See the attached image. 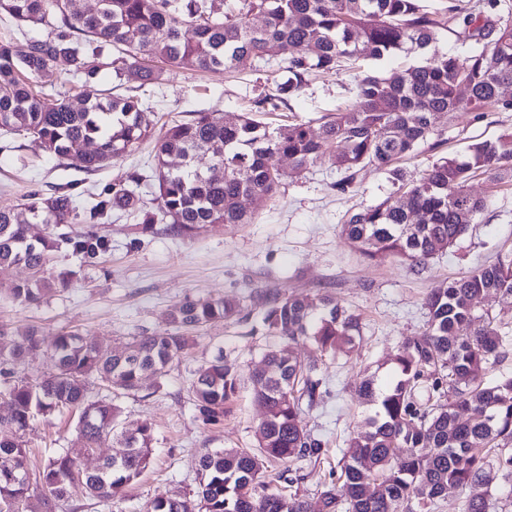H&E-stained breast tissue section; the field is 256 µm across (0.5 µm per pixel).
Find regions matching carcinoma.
<instances>
[{"mask_svg": "<svg viewBox=\"0 0 512 512\" xmlns=\"http://www.w3.org/2000/svg\"><path fill=\"white\" fill-rule=\"evenodd\" d=\"M420 2L237 0L226 9L224 0H98L87 11L82 0H0V14L23 33L43 31L27 38L22 53L12 39L0 38L1 132L26 135L85 173L155 141L152 175L132 172L83 206L69 191H34L0 208V280L19 265L28 270L7 293L37 304L73 276L51 272L56 252L65 248L93 263L107 251L106 240L93 232L32 239V223L103 224L115 211L137 209L144 231L162 221L183 235L213 224H249L252 213L241 199L276 194L282 157L298 171L330 160L345 173L336 183L340 191L365 167L391 175L396 193L342 225L347 241L368 259L396 257L419 268L453 247L488 207L489 197L472 194L470 182L483 176L494 186L512 185V132L474 143L460 157L440 158L412 183L395 163L426 141L442 117L512 111V100L502 95L512 86V17L492 20L448 0H435L428 11ZM253 14L264 17V27L251 25ZM441 30L476 36L482 49L423 58ZM274 45L291 53L274 92L257 102L258 112L278 110L315 73L399 53L416 61L389 74L357 76L355 104L323 117L316 132L309 121L271 129L250 112L233 123L217 112H195L158 133L141 95L91 87L103 68L119 80H138L139 90L162 80L168 68L244 69ZM61 62L85 91L66 97L35 89L32 80L52 77ZM198 153L212 154L213 168L223 173L195 167ZM173 158L183 165L173 166ZM147 179L154 182V209L141 207L130 189ZM488 294L512 298V253L430 289L426 327L403 339L390 380L381 385L371 377L359 387L370 413L343 454L341 485H325L315 499L271 490L262 481L273 461L317 460L325 451L324 441L299 420L302 406L316 404L323 379L316 366L297 361L291 342L305 338L322 354L349 355L361 326L330 296L258 294L261 321L277 342L251 376L253 396L265 408L257 446L202 454L194 497L157 498L146 512H400L413 501L429 508L450 488L467 492L462 512H488L491 486L512 477V453L492 462L481 453L512 446V373L484 382L503 357L507 337L494 318L475 311L474 301ZM246 316L239 297H188L170 314L171 328L135 338L120 357L76 331L63 332L53 346L55 370L33 382L10 375L40 347L39 331L11 336L0 326V336H10L0 344V394L10 403L9 415L0 417V512H57L76 488L93 500L121 494L150 463V424L120 433L126 454L88 472L65 450L29 468L25 435L33 421L81 410L75 432L92 454L100 436L115 430L121 409L112 399L93 398L90 378L115 392L133 391L148 374L165 377L199 328ZM238 385L237 368L221 355L196 371L190 394L204 422L220 420ZM397 448L409 454L399 457Z\"/></svg>", "mask_w": 512, "mask_h": 512, "instance_id": "obj_1", "label": "carcinoma"}]
</instances>
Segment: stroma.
I'll list each match as a JSON object with an SVG mask.
<instances>
[{"label": "stroma", "mask_w": 512, "mask_h": 512, "mask_svg": "<svg viewBox=\"0 0 512 512\" xmlns=\"http://www.w3.org/2000/svg\"><path fill=\"white\" fill-rule=\"evenodd\" d=\"M285 55L278 52L234 73H200L177 69L164 83L147 88L145 98L159 123L188 118L193 112H220L235 119L270 93L282 75ZM355 100V78L338 73L309 78L279 111L263 114L270 126L319 119ZM512 130V112L475 116L459 112L438 121L436 133L399 162L411 177L444 155L459 154L475 141L491 140ZM11 151L0 153V207H10L28 192L70 186L81 200L132 171L154 165L152 143H144L96 174L85 175L43 153L31 139L11 136ZM285 173L275 197L257 206L250 224H216L192 236L169 225L142 231L136 217L116 212L107 224L96 225L109 248L98 263L80 265L58 253L55 270L71 269L68 287L41 303L28 305L0 293V325L13 330L38 328L42 347L31 354L16 376L36 379L52 372V349L58 333L77 330L88 338L122 351L134 337L166 329L168 316L185 297L249 298L256 289L289 294L334 295L362 326L357 353L320 355L308 341L293 344L297 360L313 364L326 382L318 404L300 413L304 429L327 446L320 460L289 463L308 479L300 493L317 497L332 474L353 433L368 412L358 399L361 381L375 374L386 378L400 342L421 333L427 322L423 299L430 288L465 275L512 252V187L494 189L484 213L468 233L425 267L410 269L397 259L374 263L350 247L341 226L352 213L376 205L395 192L388 174L360 171L346 192L335 188L343 173L330 161L298 172L280 160ZM245 321L221 322L200 328L192 349L175 360L163 381L147 376L137 390L121 395L118 428L134 433L143 422L153 426L152 462L121 495L89 500L73 492L68 512H144L158 497L191 496L198 485L196 461L217 448H252L263 415L252 397L250 375L259 367L268 343L256 303ZM235 364L241 374L237 393L215 424L204 423L188 389L195 371L216 356ZM77 412L37 419L28 430L27 450L33 462L75 447Z\"/></svg>", "instance_id": "35a3bbf8"}]
</instances>
